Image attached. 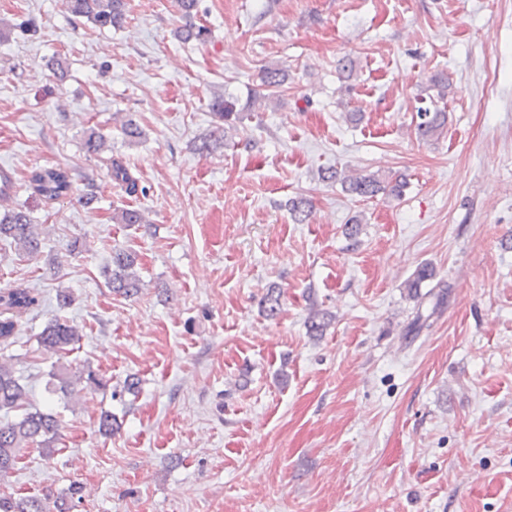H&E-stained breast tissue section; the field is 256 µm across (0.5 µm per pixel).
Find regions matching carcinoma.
<instances>
[{"label":"carcinoma","mask_w":512,"mask_h":512,"mask_svg":"<svg viewBox=\"0 0 512 512\" xmlns=\"http://www.w3.org/2000/svg\"><path fill=\"white\" fill-rule=\"evenodd\" d=\"M65 11L76 19H84L98 29L116 28L126 18L127 0H63ZM178 7L187 20L180 30L185 41L205 43L210 30L204 25L193 23V12L198 0H177ZM416 134L421 140L432 139L442 133L447 125V113L438 107H420L417 112ZM105 137L95 130L84 139L82 149L88 156L96 155L102 149ZM327 181L338 182L343 190L354 196L374 198L380 194L400 196L405 182L395 178L386 180L375 173L348 174L335 169L323 174ZM112 179L125 188L126 192H137L136 180L121 162H112ZM27 188L47 203L69 196L73 182L68 169L60 166H37L27 175ZM311 202L297 198L289 203V210L295 222L304 223L311 214ZM119 224H147L140 209L124 208L116 215ZM0 240L12 245L20 257H32L41 248L39 225L33 223L23 209L8 211L0 218ZM137 256L126 249L112 250V267L104 275L112 292L126 297L137 294L141 279L136 270ZM435 277V271L428 264L421 265L406 282L409 292L417 296L422 284ZM39 304V298L28 287L15 286L0 290V342L6 341L17 332L18 318ZM262 307L270 318L281 310V294L271 288L263 299ZM332 316L322 309H311L308 317L309 334L322 336L330 326ZM78 327L67 320L54 317L49 320L41 335L39 345L42 354L62 359L70 347L80 340ZM56 389L65 393L92 396L107 388V380L89 368L63 365L56 375ZM30 390L22 378L15 375L13 365L0 357V475L15 469L23 449L32 445L44 447L59 436L60 420L50 412L32 406ZM0 512H48V507L37 498H17L11 494H0Z\"/></svg>","instance_id":"carcinoma-1"}]
</instances>
